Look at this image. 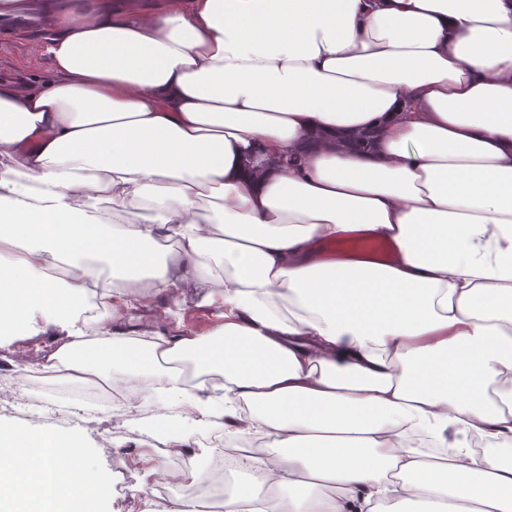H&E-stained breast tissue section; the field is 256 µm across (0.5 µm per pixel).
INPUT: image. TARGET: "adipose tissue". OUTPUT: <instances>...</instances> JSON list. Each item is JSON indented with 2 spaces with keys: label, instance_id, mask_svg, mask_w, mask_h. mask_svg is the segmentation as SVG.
<instances>
[{
  "label": "adipose tissue",
  "instance_id": "ef3b65f1",
  "mask_svg": "<svg viewBox=\"0 0 512 512\" xmlns=\"http://www.w3.org/2000/svg\"><path fill=\"white\" fill-rule=\"evenodd\" d=\"M35 50L47 84L0 82V319L54 333L48 373L97 352L194 422L247 405L329 512H512V465L470 450L512 444V0H82ZM352 229L394 259H317ZM144 288L222 298L224 324L128 335Z\"/></svg>",
  "mask_w": 512,
  "mask_h": 512
}]
</instances>
